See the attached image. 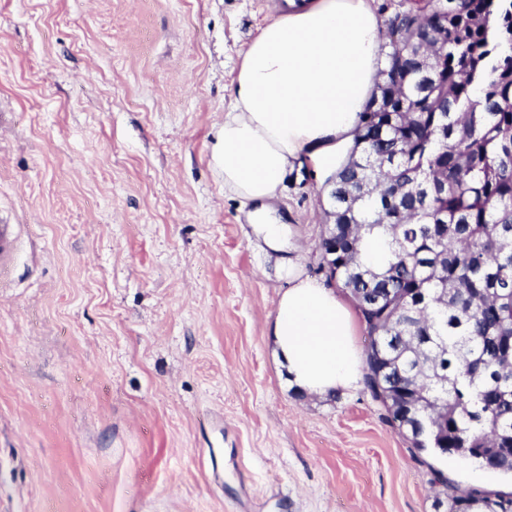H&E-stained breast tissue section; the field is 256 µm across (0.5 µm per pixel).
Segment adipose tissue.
Returning <instances> with one entry per match:
<instances>
[{
	"label": "adipose tissue",
	"mask_w": 512,
	"mask_h": 512,
	"mask_svg": "<svg viewBox=\"0 0 512 512\" xmlns=\"http://www.w3.org/2000/svg\"><path fill=\"white\" fill-rule=\"evenodd\" d=\"M382 42L365 0H285L246 50L224 111V189L254 204L251 218L269 248L292 253L280 266L289 286L270 336L292 386L309 395L359 381L356 319L332 289L303 276L272 204L296 161L308 159L328 177L346 161Z\"/></svg>",
	"instance_id": "obj_1"
}]
</instances>
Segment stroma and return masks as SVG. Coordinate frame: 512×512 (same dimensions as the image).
Listing matches in <instances>:
<instances>
[{"mask_svg": "<svg viewBox=\"0 0 512 512\" xmlns=\"http://www.w3.org/2000/svg\"><path fill=\"white\" fill-rule=\"evenodd\" d=\"M274 0H0V512H437L433 471L365 385L290 389L267 335L288 287L215 158ZM327 184L275 202L305 276ZM20 226L0 222V278H5L14 261L20 240Z\"/></svg>", "mask_w": 512, "mask_h": 512, "instance_id": "stroma-1", "label": "stroma"}]
</instances>
